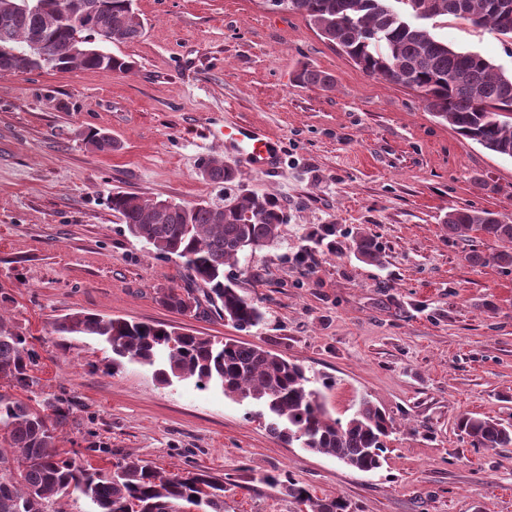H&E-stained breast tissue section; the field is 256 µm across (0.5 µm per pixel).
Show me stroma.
<instances>
[{
    "instance_id": "1",
    "label": "stroma",
    "mask_w": 512,
    "mask_h": 512,
    "mask_svg": "<svg viewBox=\"0 0 512 512\" xmlns=\"http://www.w3.org/2000/svg\"><path fill=\"white\" fill-rule=\"evenodd\" d=\"M140 39L101 43L134 69L0 73V304L39 356V392L74 403L60 450L96 468L135 455L166 472L202 469L224 482V512H300L265 476H288L318 499L356 512H512V447L462 439L465 413L512 422V274L475 267L467 249L500 244L448 236L444 216L478 208L512 218V158L459 135L419 93L377 79L299 14L264 0H134ZM433 32L512 72V39L455 17ZM331 90L296 86L302 64ZM260 127L281 148L274 172L244 166L224 146L225 122ZM112 136L94 152L84 134ZM241 173L240 192L270 195L286 221L276 248L242 257L233 273L264 321L237 330L171 313L157 295L186 285L179 260L131 236L113 193L193 204L220 194L202 160ZM321 224L338 254L295 257ZM374 236L382 265L355 259V232ZM75 312L169 323L233 337L328 377L332 417L369 396L394 415L386 461L373 472L303 450L268 432L250 400L159 385L151 367H108L89 336H57Z\"/></svg>"
}]
</instances>
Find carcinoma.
<instances>
[{
    "instance_id": "cac0c4a2",
    "label": "carcinoma",
    "mask_w": 512,
    "mask_h": 512,
    "mask_svg": "<svg viewBox=\"0 0 512 512\" xmlns=\"http://www.w3.org/2000/svg\"><path fill=\"white\" fill-rule=\"evenodd\" d=\"M36 13L20 9L22 0H0V73L26 72L36 66L31 44H42L49 67L99 70L105 74L132 71L133 62L114 54L74 52L92 40L126 44L143 33L132 0H82L80 24L62 14L69 0H42ZM287 10L301 15L330 45L338 47L365 73L420 93L424 108L457 133L500 156L512 158V73L475 52H459L438 39L427 21L453 15L488 27L512 39V0H286ZM301 87L328 90L332 75L301 65L294 76ZM204 180L218 185L237 182L238 170L216 158L204 161ZM112 211L135 238L163 255L183 259L194 287L171 288L159 301L183 313L186 300L194 316L215 318L244 330L263 319L259 306L224 277V267L239 257L275 244L285 221L272 196L242 194L236 207L219 215L217 204H175L163 212L156 200L118 192ZM448 236L469 242L472 233L501 241L507 247L486 254L466 253L473 266L512 271V219L486 209H455L443 220ZM336 228L323 224L311 233L314 243L336 251ZM355 258L382 264L378 241L361 232L352 238ZM59 336L87 335L112 351V368L134 361L154 368L161 384L192 379L201 389L218 387L228 396L261 403L270 417L268 431L313 453L336 458L360 471L379 469L385 460L386 438L395 419L371 400L362 398L343 422L329 415L325 397L310 387L311 378L299 363L281 353L234 338L196 336L164 324L131 322L96 314L71 313L54 321ZM39 361L27 337L6 328L0 313V512H49L53 498L71 495L90 500L95 512H177L188 504L198 512H224V483L200 470L166 473L128 455L99 469L60 453L57 442L74 421L72 403L56 395L34 397L40 383ZM26 394L22 398L16 392ZM456 427L475 448L512 447V424L467 413ZM269 483L310 507L311 512H351L347 500H315L309 490L288 478Z\"/></svg>"
}]
</instances>
